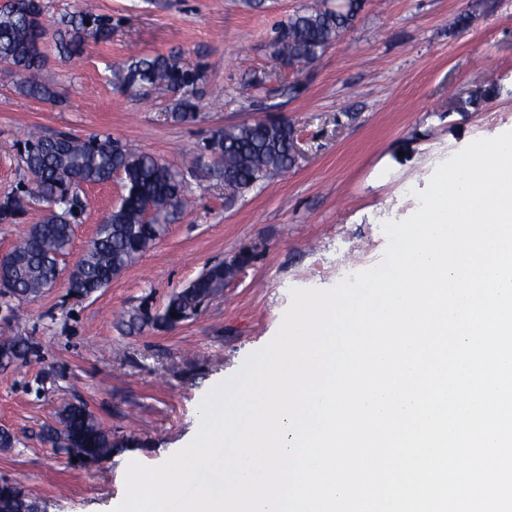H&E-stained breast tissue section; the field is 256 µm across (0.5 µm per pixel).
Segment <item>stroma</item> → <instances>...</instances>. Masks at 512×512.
Returning <instances> with one entry per match:
<instances>
[{
	"mask_svg": "<svg viewBox=\"0 0 512 512\" xmlns=\"http://www.w3.org/2000/svg\"><path fill=\"white\" fill-rule=\"evenodd\" d=\"M310 0H43L45 67L54 99L0 83V195L23 178L30 130L109 136L182 170L191 204L170 211L167 231L99 292L73 296L66 281L0 306V337L25 336L22 363L0 366V483L44 512H112L130 462L151 466L182 447L197 406L217 381L277 333L294 288L335 286L380 264L382 226L409 217L436 167L470 142L512 130V0H362L353 26L302 71L279 68L277 27ZM112 19L107 42L77 60L56 47L71 16ZM466 29H456L460 16ZM179 54L201 64L197 117L171 118L174 96L112 81L132 54ZM499 93L471 107L488 83ZM285 119L298 157L286 176L225 188L204 155L190 154L225 127ZM125 194L121 180L84 188L87 203L63 265L72 268L98 224ZM250 251L249 266L197 315L128 332L121 319L162 313L169 296L208 266ZM81 404L124 448L73 462L47 430Z\"/></svg>",
	"mask_w": 512,
	"mask_h": 512,
	"instance_id": "35a3bbf8",
	"label": "stroma"
}]
</instances>
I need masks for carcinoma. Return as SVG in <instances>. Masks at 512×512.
<instances>
[{
    "instance_id": "obj_1",
    "label": "carcinoma",
    "mask_w": 512,
    "mask_h": 512,
    "mask_svg": "<svg viewBox=\"0 0 512 512\" xmlns=\"http://www.w3.org/2000/svg\"><path fill=\"white\" fill-rule=\"evenodd\" d=\"M360 7L359 0H349L348 9L338 13L327 0H317L293 14L271 43L274 61L295 69L313 64L353 24ZM43 15L42 0H10L0 9V60L6 62L0 66V81L15 84L27 97L49 100L55 91L39 79L46 60ZM66 26L59 33V49L68 57L80 56L89 43L106 42L112 35V18L107 16L82 14L66 21ZM200 75V66L160 54L131 58L112 71L116 84L177 94V108L171 113L177 122L195 117ZM204 149L215 159L216 173L243 191L288 173L293 165L291 131L278 120L227 127L208 139ZM21 161L26 183L22 190L0 196V223H18L29 198L45 204L57 199L59 204L31 225L13 248L17 267L10 287L20 299L37 296L54 281L57 254L69 252L74 224L85 210L80 197L83 187L105 184L120 170L127 193L98 225L93 242L70 271L68 288L75 295L112 282L166 232L160 218L187 206L183 178L176 168L149 152L130 151L110 137H47L33 131L25 141ZM148 204L156 210L149 221L145 220ZM252 260L250 252L242 251L228 262L212 265L188 287L173 293L158 319L166 321L174 312L180 321L195 315L236 277L239 266ZM57 424L50 430L51 439L87 462L104 460L113 449L125 447L81 405L60 409ZM0 512H34V507L15 486L5 483L0 485Z\"/></svg>"
}]
</instances>
